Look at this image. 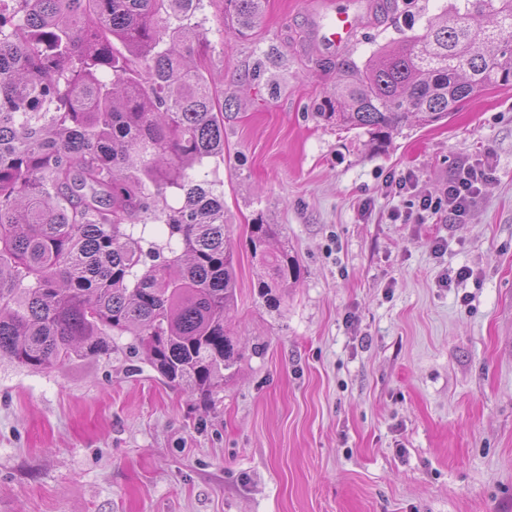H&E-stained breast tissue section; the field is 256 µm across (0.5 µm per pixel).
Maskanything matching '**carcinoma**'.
<instances>
[{
  "label": "carcinoma",
  "instance_id": "carcinoma-1",
  "mask_svg": "<svg viewBox=\"0 0 512 512\" xmlns=\"http://www.w3.org/2000/svg\"><path fill=\"white\" fill-rule=\"evenodd\" d=\"M241 38L263 0H227ZM202 0H0V360L45 370L132 348L209 401L239 354L224 192V109L192 22ZM478 14L484 24L468 19ZM512 0H453L448 19L343 60L319 113L381 145L411 117L438 123L477 88L512 87ZM163 226V242L150 222ZM272 224H253L257 288L300 277Z\"/></svg>",
  "mask_w": 512,
  "mask_h": 512
}]
</instances>
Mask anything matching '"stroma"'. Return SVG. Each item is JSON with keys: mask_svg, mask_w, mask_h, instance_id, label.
I'll return each mask as SVG.
<instances>
[{"mask_svg": "<svg viewBox=\"0 0 512 512\" xmlns=\"http://www.w3.org/2000/svg\"><path fill=\"white\" fill-rule=\"evenodd\" d=\"M448 0L355 10L356 64L442 23ZM325 0H266L248 38L225 0L195 14L231 106L226 319L240 359L212 403L165 384L130 337L43 372L0 361V512H512V88L386 147L317 114L337 61L304 53ZM463 217L423 213L464 165ZM301 266L279 308L249 227Z\"/></svg>", "mask_w": 512, "mask_h": 512, "instance_id": "stroma-1", "label": "stroma"}]
</instances>
